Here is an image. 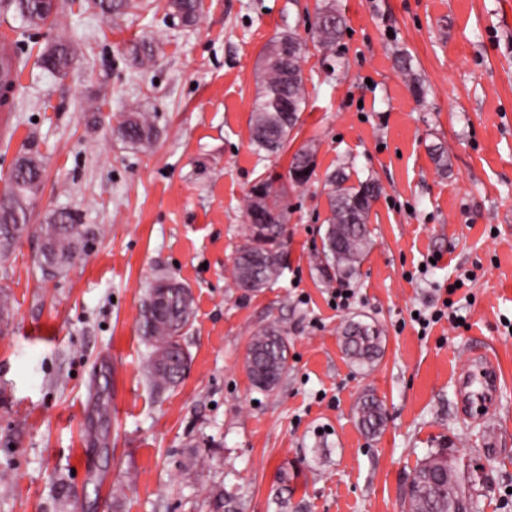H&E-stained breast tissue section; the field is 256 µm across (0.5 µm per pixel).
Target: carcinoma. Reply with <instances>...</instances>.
<instances>
[{
  "label": "carcinoma",
  "mask_w": 512,
  "mask_h": 512,
  "mask_svg": "<svg viewBox=\"0 0 512 512\" xmlns=\"http://www.w3.org/2000/svg\"><path fill=\"white\" fill-rule=\"evenodd\" d=\"M5 11L14 10L29 29L55 23L58 12L54 0H0ZM136 7L131 0H86L84 9L106 18H118ZM200 10L199 0H169L168 11L182 25L195 24ZM341 19L329 5L319 10L313 28V41L330 51L336 43ZM278 41L295 44L292 52L280 54L260 68L262 91L256 98L250 121V140L256 153L276 154L288 145L299 112L305 105V87L301 60L306 44L288 33ZM79 48L73 35L61 36L40 55L42 68L52 74H64L72 66ZM158 44L141 41L132 54L139 64L152 61ZM115 133L131 148L147 150L158 136L157 115L132 109L121 115ZM310 149L297 150L290 168L301 172L293 180L306 184L314 169ZM43 176L39 155L25 153L16 159L7 187L0 194V262L7 261L15 246L28 234L29 213ZM345 167L328 177L329 216L322 237V248L316 256L317 270L328 286L353 277L364 255L371 247L367 218L372 202L380 193L379 184L366 179L349 186ZM284 190L274 188L273 181L262 179L253 186L246 213L263 209L273 215L267 224H248L236 247L231 278L237 290L246 295L261 291L277 282L285 269L288 243V206L283 203ZM87 230L75 223L65 210L47 216L38 227L39 265L54 266L61 273L75 260L84 245ZM194 298L191 289L167 273L157 274L148 283L139 309L138 330L148 347L146 377L157 390L176 387L185 378L191 355L183 344V336L192 323ZM345 355L360 369L374 365L383 353L382 330L373 323L349 320L341 330ZM244 366L253 386L263 392L273 390L288 370V338L282 326L271 321L259 327L246 351ZM358 425L366 434H378L385 423L383 403L374 394L362 395L354 410ZM215 512H235L233 497L213 492ZM404 512H474L473 504L461 486L456 467L448 450L429 453L415 469L410 489L403 504Z\"/></svg>",
  "instance_id": "obj_1"
}]
</instances>
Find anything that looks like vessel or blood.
<instances>
[{"label":"vessel or blood","instance_id":"b4317fda","mask_svg":"<svg viewBox=\"0 0 512 512\" xmlns=\"http://www.w3.org/2000/svg\"><path fill=\"white\" fill-rule=\"evenodd\" d=\"M496 363L488 348L477 344L471 347L469 366L457 376L464 392L462 408L467 414L483 415L492 404L499 387Z\"/></svg>","mask_w":512,"mask_h":512}]
</instances>
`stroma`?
<instances>
[{
	"label": "stroma",
	"instance_id": "stroma-1",
	"mask_svg": "<svg viewBox=\"0 0 512 512\" xmlns=\"http://www.w3.org/2000/svg\"><path fill=\"white\" fill-rule=\"evenodd\" d=\"M166 2L113 22L62 0L57 23L19 40L30 62L20 111L0 112V188L37 153L31 223L66 209L89 235L52 278L32 239L0 264L14 306L0 335V512H212L214 487L238 512H401L413 470L441 448L475 512H512V0H333L343 31L330 53L311 43L322 0H201L190 27L167 20ZM73 32L86 42L66 75L36 64ZM284 33L308 44L306 104L287 151L259 155V58ZM142 40L161 46L147 68L131 55ZM133 104L158 115L146 153L106 121ZM306 146L314 174L289 184ZM342 165L381 192L339 306L316 253ZM270 176L288 188V268L245 297L232 260L248 193ZM160 271L195 298L190 369L161 393L137 327ZM418 310L445 316L425 327ZM352 318L383 331L372 368L341 350ZM274 319L290 359L262 392L244 358ZM477 343L495 352L500 387L495 410L470 419L455 379ZM368 391L387 414L374 437L353 415Z\"/></svg>",
	"mask_w": 512,
	"mask_h": 512
}]
</instances>
